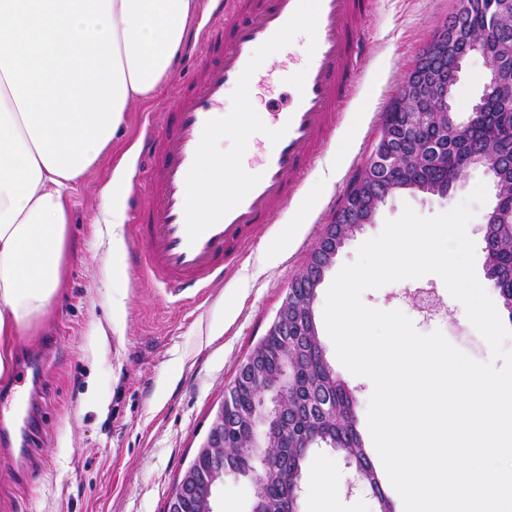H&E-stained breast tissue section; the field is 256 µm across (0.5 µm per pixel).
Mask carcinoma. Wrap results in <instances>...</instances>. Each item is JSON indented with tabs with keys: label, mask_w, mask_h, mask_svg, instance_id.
Masks as SVG:
<instances>
[{
	"label": "carcinoma",
	"mask_w": 512,
	"mask_h": 512,
	"mask_svg": "<svg viewBox=\"0 0 512 512\" xmlns=\"http://www.w3.org/2000/svg\"><path fill=\"white\" fill-rule=\"evenodd\" d=\"M494 7L495 0H458L455 12L440 26L448 32V44H435L428 50L433 63L445 71L454 67L461 53L457 36L465 31L497 41L505 54H512V30L506 32L497 24ZM505 108L512 109V82L495 86L487 93V113ZM385 134L391 136L406 178L397 177L391 183L374 182L378 194L392 195L412 189L442 195L448 191L449 180L463 178L466 173L436 167L422 152L452 155L476 145L490 148L493 156V164L484 168L486 175L512 191V130L494 126L487 115L477 118L475 128L463 139L451 131L442 135L435 125L411 129L401 123L389 132L380 130V135ZM331 247V236L325 232L306 261V275L296 276L288 287V338L264 336L248 354L257 359L261 374L253 377L238 369L224 396L222 445L213 456L201 452L193 459L194 485L174 496L172 507L177 512H201L203 494L209 488L217 456L224 459L225 469L244 472L249 475L248 481L263 487V497L254 502L260 512H281L282 505L299 494L306 460L316 448H329L359 468L372 490L377 512H395L357 430L353 392L329 367L315 308L307 305L312 282L320 276L318 255ZM487 276L512 320V262L488 266ZM285 363L290 367L288 427L275 437V447L269 449L266 466L260 469L249 448L251 425L241 415L253 408L258 387L276 389L281 385V368Z\"/></svg>",
	"instance_id": "1"
}]
</instances>
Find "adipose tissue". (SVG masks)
<instances>
[{"label": "adipose tissue", "instance_id": "ef3b65f1", "mask_svg": "<svg viewBox=\"0 0 512 512\" xmlns=\"http://www.w3.org/2000/svg\"><path fill=\"white\" fill-rule=\"evenodd\" d=\"M197 0H0V379L13 343L58 301L68 199L112 147L131 105L156 94ZM207 212L240 174L203 144Z\"/></svg>", "mask_w": 512, "mask_h": 512}]
</instances>
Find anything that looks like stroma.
<instances>
[{"mask_svg":"<svg viewBox=\"0 0 512 512\" xmlns=\"http://www.w3.org/2000/svg\"><path fill=\"white\" fill-rule=\"evenodd\" d=\"M456 6L457 0H378L363 25L369 63L355 72L358 97L345 112L341 129L324 144V156L333 154L342 128L355 116L363 121L349 153L337 164L332 184H322L319 169L306 174L301 193L316 196L318 202L305 232L280 262H271L268 245L293 215L288 208L276 212L223 282L184 307L172 305L142 268L126 265L119 279L107 271L101 190L116 169L126 172L121 231L126 252L138 251L131 208L144 198L145 173L138 163L142 138L163 112L174 84L186 78V69L176 65L157 95L132 105L111 150L87 171L72 194L64 293L45 319L15 342L16 359L29 357L42 365L37 410L40 456L34 463L24 462L18 453L20 441L0 432V512H166L174 487L204 441L240 362L265 335L291 280L302 270L343 203L351 180L368 159L382 115L404 73ZM487 74L481 57L464 64L454 97L459 115H466L480 96ZM289 91L287 69L273 63L255 95L254 140L266 141L272 107L285 103ZM483 176L482 170H471L444 198L409 192L389 198L375 222L342 248L325 282H332L339 268L354 262L358 247L377 236L386 220L398 218L404 206L424 217L447 212ZM362 301L373 308L403 312L420 333L441 331L475 360L491 358L476 329L459 322L456 301L438 275L365 291ZM320 339L337 376L355 393L356 427L368 454H375L366 428L373 385L338 361L328 334ZM307 463L324 465L339 512H376L369 490L348 488V470L333 451L316 450ZM21 480L26 483L22 494L17 491Z\"/></svg>","mask_w":512,"mask_h":512,"instance_id":"35a3bbf8","label":"stroma"}]
</instances>
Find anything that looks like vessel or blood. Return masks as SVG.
I'll return each instance as SVG.
<instances>
[{
	"label": "vessel or blood",
	"instance_id": "1",
	"mask_svg": "<svg viewBox=\"0 0 512 512\" xmlns=\"http://www.w3.org/2000/svg\"><path fill=\"white\" fill-rule=\"evenodd\" d=\"M302 0H221V12L200 38L203 64L168 100L157 129L142 140L148 193L136 215L146 269L174 304L203 296L272 220L274 205L298 197L323 142L357 94L354 71L364 64L362 25L376 0H316V35L308 63L295 73L286 109H275L268 145L244 170L230 197L199 213L192 188L202 169L200 145L209 131L232 132L247 121L226 98L232 87L256 82L255 49L275 46L303 26ZM240 17L230 29L222 13ZM31 402L14 395L0 402V421L31 416Z\"/></svg>",
	"mask_w": 512,
	"mask_h": 512
}]
</instances>
